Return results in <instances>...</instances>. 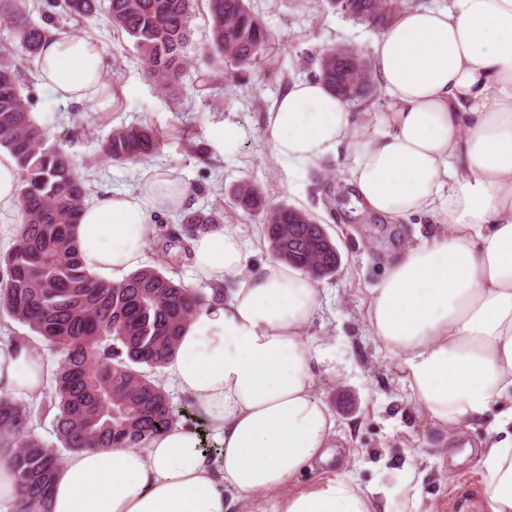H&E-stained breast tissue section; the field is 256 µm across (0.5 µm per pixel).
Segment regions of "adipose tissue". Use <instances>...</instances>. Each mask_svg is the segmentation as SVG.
<instances>
[{
    "label": "adipose tissue",
    "instance_id": "obj_1",
    "mask_svg": "<svg viewBox=\"0 0 512 512\" xmlns=\"http://www.w3.org/2000/svg\"><path fill=\"white\" fill-rule=\"evenodd\" d=\"M370 52L386 93L382 128L310 79L275 101L263 138L303 168L346 159L345 180L370 213L438 221L429 239L387 260L365 318L401 357L410 400L436 425L467 427L496 411L478 462L492 512H512V0L403 10ZM35 68L62 102L89 101L103 78V50L56 34L43 41ZM185 194L165 176L88 200L77 227L87 268L123 281L144 260L154 214ZM190 251L198 277H239L224 303L191 319L167 366L194 403L191 422L144 449L70 454L55 474L51 512H224L228 485L243 499L285 491L280 512H376L345 473L287 490L336 446L304 333L320 306L317 281L277 260L242 275L246 243L236 224L199 234ZM48 372L35 347L0 337V397L39 393ZM206 431L222 449L216 467L203 449Z\"/></svg>",
    "mask_w": 512,
    "mask_h": 512
}]
</instances>
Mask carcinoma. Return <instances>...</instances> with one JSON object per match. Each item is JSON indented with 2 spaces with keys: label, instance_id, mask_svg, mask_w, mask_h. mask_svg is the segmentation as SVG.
Wrapping results in <instances>:
<instances>
[{
  "label": "carcinoma",
  "instance_id": "1",
  "mask_svg": "<svg viewBox=\"0 0 512 512\" xmlns=\"http://www.w3.org/2000/svg\"><path fill=\"white\" fill-rule=\"evenodd\" d=\"M61 12L88 18L100 0H53ZM112 28L134 41L138 59L159 86L178 88L189 67L190 21L195 0H106ZM210 35L209 67L193 80L195 90L212 89L225 73L241 77L263 62L281 69L271 56L274 36L248 0H205ZM353 20L383 31L404 0H328ZM59 23L55 15L32 18L27 0L0 6V25L12 41L0 46V148L15 159L20 218L11 248L0 255V309L42 337L60 355L53 374L55 436L69 452L84 448H145L176 426L179 409L151 376L173 358L185 323L205 304L229 297L222 283L210 292L177 278L189 257V241L224 223V211L196 210L179 223L159 226L160 267L147 266L120 283L99 280L81 261L74 228L89 191L78 165L50 130L33 117L21 89L23 56H34ZM316 78L361 107L381 101L368 54L351 45L318 52ZM159 148L148 125L112 128L101 143L114 164L143 161ZM232 207L262 220L271 255L318 279L332 277L341 264L336 244L306 212L272 206L260 188L242 183L228 191ZM0 458L20 481L11 512H51L50 488L60 466L58 449L35 433L28 404L0 397Z\"/></svg>",
  "mask_w": 512,
  "mask_h": 512
}]
</instances>
